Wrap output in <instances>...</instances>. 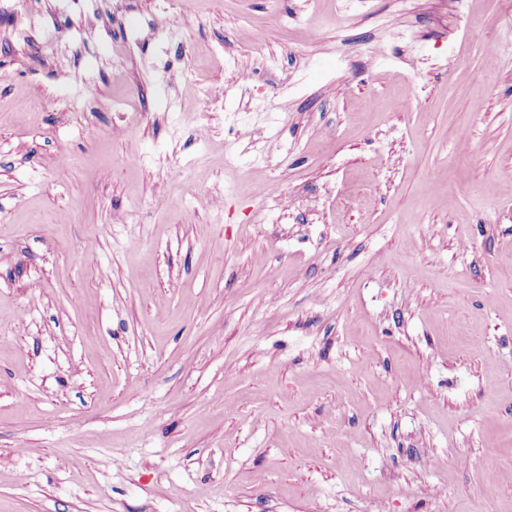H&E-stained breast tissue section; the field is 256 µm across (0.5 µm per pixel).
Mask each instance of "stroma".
Returning a JSON list of instances; mask_svg holds the SVG:
<instances>
[{"mask_svg":"<svg viewBox=\"0 0 512 512\" xmlns=\"http://www.w3.org/2000/svg\"><path fill=\"white\" fill-rule=\"evenodd\" d=\"M487 507L512 0H0V512Z\"/></svg>","mask_w":512,"mask_h":512,"instance_id":"obj_1","label":"stroma"}]
</instances>
